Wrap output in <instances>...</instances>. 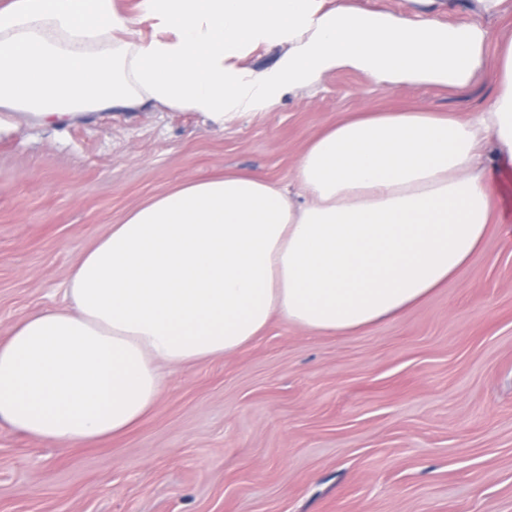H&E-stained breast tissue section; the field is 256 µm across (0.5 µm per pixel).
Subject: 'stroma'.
I'll list each match as a JSON object with an SVG mask.
<instances>
[{
    "label": "stroma",
    "instance_id": "stroma-1",
    "mask_svg": "<svg viewBox=\"0 0 512 512\" xmlns=\"http://www.w3.org/2000/svg\"><path fill=\"white\" fill-rule=\"evenodd\" d=\"M467 0H350L466 23ZM462 93L388 88L348 69L275 109L211 126L195 112L24 120L0 137V339L68 305L80 254L132 208L182 183L261 173L287 184L306 143L366 108L462 114ZM460 276L402 318L309 336L273 318L237 353L165 371L127 434L64 451L0 421V512H512V203Z\"/></svg>",
    "mask_w": 512,
    "mask_h": 512
}]
</instances>
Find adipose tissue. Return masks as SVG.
Returning a JSON list of instances; mask_svg holds the SVG:
<instances>
[{"mask_svg":"<svg viewBox=\"0 0 512 512\" xmlns=\"http://www.w3.org/2000/svg\"><path fill=\"white\" fill-rule=\"evenodd\" d=\"M444 24L348 0H0V135L149 107L216 126L326 73L467 90L487 107L358 112L312 138L295 194L256 173L182 184L110 225L74 264L66 308L0 340V420L49 446L101 445L162 392L161 366L234 354L273 316L311 336L402 317L456 278L495 223L512 161V0ZM495 17L499 30L485 27ZM280 46L256 70L248 56Z\"/></svg>","mask_w":512,"mask_h":512,"instance_id":"1","label":"adipose tissue"}]
</instances>
